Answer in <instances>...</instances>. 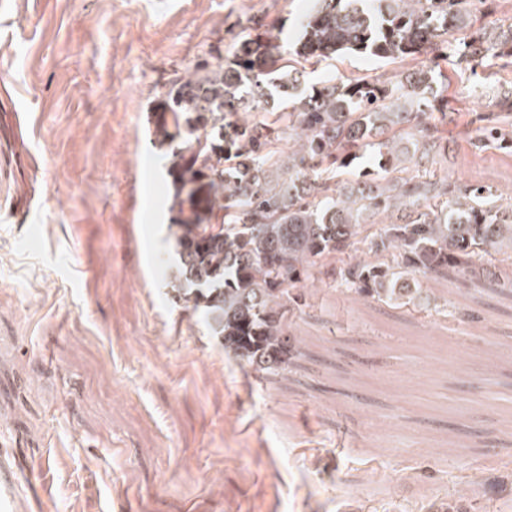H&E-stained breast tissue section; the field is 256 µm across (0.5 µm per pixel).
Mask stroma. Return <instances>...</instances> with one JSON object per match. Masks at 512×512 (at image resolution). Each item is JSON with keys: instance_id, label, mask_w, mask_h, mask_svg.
Segmentation results:
<instances>
[{"instance_id": "35a3bbf8", "label": "stroma", "mask_w": 512, "mask_h": 512, "mask_svg": "<svg viewBox=\"0 0 512 512\" xmlns=\"http://www.w3.org/2000/svg\"><path fill=\"white\" fill-rule=\"evenodd\" d=\"M315 0H0V457L17 512H512V296L419 278L410 315L305 289L304 369L261 379L173 302V193L150 122L249 20ZM402 62L350 55L310 81ZM449 178L512 194L475 152L482 76L440 62Z\"/></svg>"}]
</instances>
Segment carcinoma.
Instances as JSON below:
<instances>
[{
	"instance_id": "cac0c4a2",
	"label": "carcinoma",
	"mask_w": 512,
	"mask_h": 512,
	"mask_svg": "<svg viewBox=\"0 0 512 512\" xmlns=\"http://www.w3.org/2000/svg\"><path fill=\"white\" fill-rule=\"evenodd\" d=\"M476 0H316L288 49L260 20L230 55L172 83L154 121L170 154L174 237L166 286L203 309L224 351L258 376H286L301 356L291 314L301 290L336 271L364 299L417 311L415 275L440 283L512 271V203L491 187L450 181L448 76L415 65L394 81L365 76L304 88L289 54L319 62L343 53L392 62L455 54L476 69L512 58V24L472 23ZM497 111L478 116L471 146L512 152V87H491ZM376 169L352 173L366 153ZM384 216L379 224L375 217ZM370 243L373 257L351 247Z\"/></svg>"
}]
</instances>
